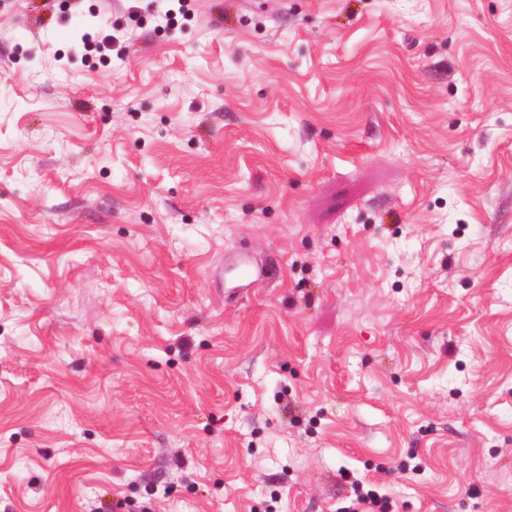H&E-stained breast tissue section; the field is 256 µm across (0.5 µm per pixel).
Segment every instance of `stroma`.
Instances as JSON below:
<instances>
[{
    "mask_svg": "<svg viewBox=\"0 0 512 512\" xmlns=\"http://www.w3.org/2000/svg\"><path fill=\"white\" fill-rule=\"evenodd\" d=\"M151 4L0 0V512H512V0ZM355 485L356 490V502L357 504L368 505L369 509L378 508V510H362L364 512H387L389 510L388 501L379 494L375 489V486L369 485L367 489L364 488V484L359 480L355 479L352 483Z\"/></svg>",
    "mask_w": 512,
    "mask_h": 512,
    "instance_id": "35a3bbf8",
    "label": "stroma"
}]
</instances>
